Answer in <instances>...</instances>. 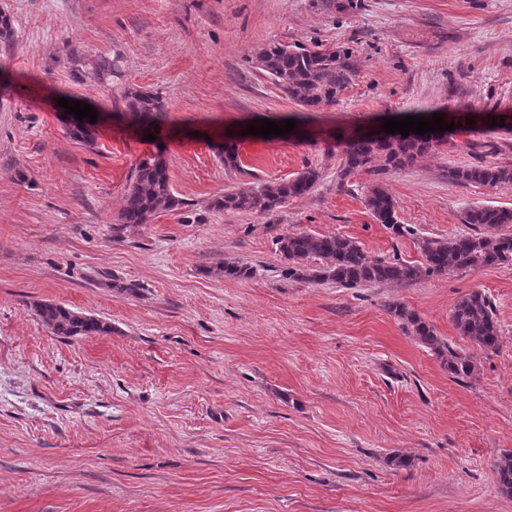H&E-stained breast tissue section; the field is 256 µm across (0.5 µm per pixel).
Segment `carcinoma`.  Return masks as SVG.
<instances>
[{"instance_id":"carcinoma-1","label":"carcinoma","mask_w":512,"mask_h":512,"mask_svg":"<svg viewBox=\"0 0 512 512\" xmlns=\"http://www.w3.org/2000/svg\"><path fill=\"white\" fill-rule=\"evenodd\" d=\"M251 60L288 99L307 112L335 105L356 76L352 53L347 49L310 50L299 44L272 41L254 49ZM124 99L127 108L124 116L145 129L167 120L169 106L157 93L131 88L126 90ZM445 144L447 141L430 132L424 135L411 132L406 137L395 133L383 141L351 133L345 136L339 187H344L359 173L370 175L373 184L364 199L370 216L398 236H412L414 231L398 221L396 201L384 179L392 172L411 167ZM320 178V170L309 166L291 179L256 188L226 189L217 205L232 213L269 215L309 193ZM448 182L508 189L512 187V165L481 163L452 167L448 169ZM179 204L164 152L159 150L137 165L116 223L121 228L148 224L158 212L174 209ZM463 223L469 225L472 232L448 240L417 238L421 253L418 262L371 257L358 242L337 234L289 232L276 241V246L288 261L284 276L316 283L331 280L345 288L388 282L410 284L424 277L512 261V207L470 206L464 211ZM390 309L405 329L441 359L452 378L461 380L473 374L472 357L444 342L415 312L398 304ZM35 311L57 336H97L111 331L108 323L60 304L38 303ZM452 321L460 336L477 343L483 350L497 348L496 312L484 293L473 291L463 296L453 309ZM493 468L499 491L512 496V453L502 455Z\"/></svg>"}]
</instances>
